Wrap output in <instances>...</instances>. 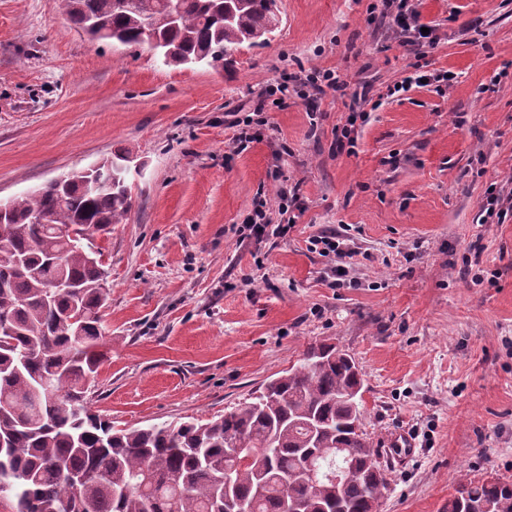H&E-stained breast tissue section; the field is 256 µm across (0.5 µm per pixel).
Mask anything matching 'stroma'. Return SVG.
Returning <instances> with one entry per match:
<instances>
[{"label": "stroma", "mask_w": 512, "mask_h": 512, "mask_svg": "<svg viewBox=\"0 0 512 512\" xmlns=\"http://www.w3.org/2000/svg\"><path fill=\"white\" fill-rule=\"evenodd\" d=\"M376 0H281L269 43L225 68L167 66L145 47L78 33L60 0H0V198L125 152L135 206L100 236L110 276L105 361L89 390L119 428L206 421L336 344L364 378L373 447L406 428L415 457L386 467L380 512H448L460 481L512 482V219L481 221L490 183L512 195V0H422L434 87L389 89L413 47ZM331 69L378 101L337 152L332 89L266 107L233 151V112L287 72ZM499 86H492L495 75ZM301 184L287 237L242 238L273 172ZM347 234L354 285L331 287L310 237ZM479 264L467 265L470 257Z\"/></svg>", "instance_id": "stroma-1"}]
</instances>
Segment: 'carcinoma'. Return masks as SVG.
<instances>
[{"label":"carcinoma","mask_w":512,"mask_h":512,"mask_svg":"<svg viewBox=\"0 0 512 512\" xmlns=\"http://www.w3.org/2000/svg\"><path fill=\"white\" fill-rule=\"evenodd\" d=\"M70 22L95 40L156 50L163 64L222 62L256 46L280 25L265 0H61ZM79 175L14 200L0 220V499L13 512H226L224 469L234 470L230 497L250 512H374L387 488L377 450L361 430L363 380L353 358L334 344L309 348L299 364L254 398L205 422L117 429L91 409L107 290L97 237L123 224L132 208L128 184L95 185ZM45 215L36 224L30 216ZM62 262L53 264L49 255ZM53 281H63L49 302ZM80 314L81 320L74 319ZM49 378V387L40 384ZM318 427L311 436L309 424ZM242 442L240 456L228 449ZM345 449L341 460L335 449ZM312 458L317 485L299 475ZM342 467L339 485L329 474ZM448 512H512V483L466 481Z\"/></svg>","instance_id":"obj_1"}]
</instances>
